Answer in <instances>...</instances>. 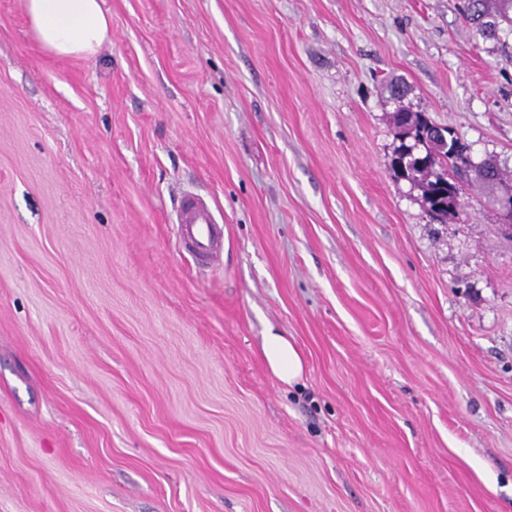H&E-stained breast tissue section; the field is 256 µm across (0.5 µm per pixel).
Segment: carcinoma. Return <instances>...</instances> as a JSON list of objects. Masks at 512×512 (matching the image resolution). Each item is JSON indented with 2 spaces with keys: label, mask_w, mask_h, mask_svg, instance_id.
I'll return each mask as SVG.
<instances>
[{
  "label": "carcinoma",
  "mask_w": 512,
  "mask_h": 512,
  "mask_svg": "<svg viewBox=\"0 0 512 512\" xmlns=\"http://www.w3.org/2000/svg\"><path fill=\"white\" fill-rule=\"evenodd\" d=\"M466 9L473 13V20L488 26V35H496L503 22L512 33V0H466ZM393 124L403 143L392 159V167L401 178L422 186L430 214L440 217L454 212L462 184L472 175L491 187L502 180L496 164H474L469 147L449 128H443L444 139L430 135L435 123L424 113L400 109L393 115Z\"/></svg>",
  "instance_id": "obj_1"
}]
</instances>
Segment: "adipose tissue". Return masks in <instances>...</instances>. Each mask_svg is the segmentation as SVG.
<instances>
[{"mask_svg":"<svg viewBox=\"0 0 512 512\" xmlns=\"http://www.w3.org/2000/svg\"><path fill=\"white\" fill-rule=\"evenodd\" d=\"M35 38L58 57L95 54L111 38V21L104 0H25ZM263 352L272 373L293 384L303 372V362L287 337L269 333Z\"/></svg>","mask_w":512,"mask_h":512,"instance_id":"ef3b65f1","label":"adipose tissue"}]
</instances>
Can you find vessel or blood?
<instances>
[{
    "instance_id": "vessel-or-blood-1",
    "label": "vessel or blood",
    "mask_w": 512,
    "mask_h": 512,
    "mask_svg": "<svg viewBox=\"0 0 512 512\" xmlns=\"http://www.w3.org/2000/svg\"><path fill=\"white\" fill-rule=\"evenodd\" d=\"M174 228L178 248L185 256L204 268L220 266L224 226L206 198L183 191L176 203Z\"/></svg>"
}]
</instances>
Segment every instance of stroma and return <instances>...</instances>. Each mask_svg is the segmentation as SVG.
I'll list each match as a JSON object with an SVG mask.
<instances>
[{"label": "stroma", "instance_id": "35a3bbf8", "mask_svg": "<svg viewBox=\"0 0 512 512\" xmlns=\"http://www.w3.org/2000/svg\"><path fill=\"white\" fill-rule=\"evenodd\" d=\"M104 3L64 58L0 0V512H512V231L391 167L404 108L512 176V34L463 0ZM175 210V236L179 250L196 265L214 268L224 253V224L217 210L202 195L183 191ZM263 352L270 370L281 382L290 385L302 375L301 356L286 336L269 332Z\"/></svg>", "mask_w": 512, "mask_h": 512}]
</instances>
